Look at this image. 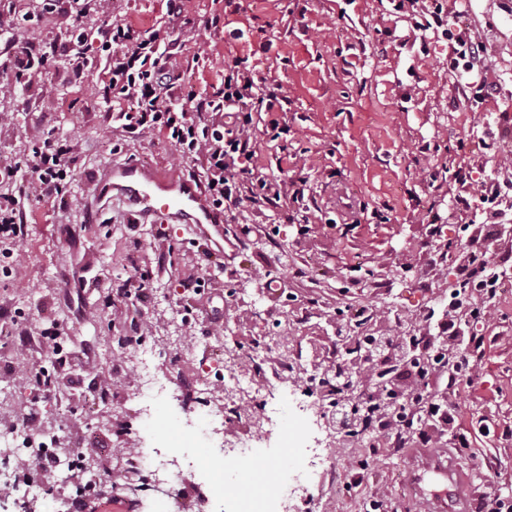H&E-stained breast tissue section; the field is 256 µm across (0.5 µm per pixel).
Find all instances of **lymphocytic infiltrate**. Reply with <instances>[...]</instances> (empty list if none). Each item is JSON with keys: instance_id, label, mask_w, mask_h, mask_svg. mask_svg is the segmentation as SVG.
Masks as SVG:
<instances>
[{"instance_id": "lymphocytic-infiltrate-1", "label": "lymphocytic infiltrate", "mask_w": 512, "mask_h": 512, "mask_svg": "<svg viewBox=\"0 0 512 512\" xmlns=\"http://www.w3.org/2000/svg\"><path fill=\"white\" fill-rule=\"evenodd\" d=\"M101 44L108 55V78L97 94L106 101L126 102V109L118 113L122 132L137 136L162 133L182 154L203 158L204 188L217 210L243 199L257 206L287 199V184L261 175L241 176L256 159L248 134L249 101L255 86L249 71L230 70L223 89L213 94L182 96L173 92L180 73L176 41L170 34L157 31L145 39L131 24L113 23L102 31ZM229 111L238 133L228 138L224 115ZM65 153L64 147L48 138L36 149L30 165L35 173L32 189L38 198L64 195L69 176ZM374 343L390 363L391 380L384 391H371L366 402L371 406L388 404L383 428L394 448L409 445V428L431 426L447 434L453 447L468 449L470 439L458 428L454 412L444 410L435 396L425 393V378L417 364L403 357L405 341L381 335Z\"/></svg>"}]
</instances>
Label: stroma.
I'll return each mask as SVG.
<instances>
[{
	"instance_id": "35a3bbf8",
	"label": "stroma",
	"mask_w": 512,
	"mask_h": 512,
	"mask_svg": "<svg viewBox=\"0 0 512 512\" xmlns=\"http://www.w3.org/2000/svg\"><path fill=\"white\" fill-rule=\"evenodd\" d=\"M452 27L482 47L479 78L489 93L474 100L467 77L448 69L441 30L420 35L431 0H186L169 21L165 0H106L82 13H43L24 24L27 0H0V29L41 44L39 77L17 80L0 63V168L29 158L44 137L67 147L73 172L64 200L24 195L26 172L0 179V195L18 197L26 238L11 276L0 275V312L21 311L30 337L0 345V410L24 401L39 425L57 422L65 441L103 440L118 459L151 450L160 436L191 459L176 493L196 512L210 485L205 460L219 451L183 435L199 384L223 392L224 356L246 369L262 399L227 433L251 430L249 470L224 466V509L257 491L270 474L305 471L312 449L327 458V481L312 487L299 512H425L443 485L422 472L421 451L386 439L334 432V405L312 394L320 373L349 363L346 340L370 331L423 336L442 345L427 316L448 315V240L495 254L505 238L475 240L470 228L482 190L512 183V0H441ZM218 27L205 28L212 17ZM171 26L180 45L183 90L217 91L230 66L250 70L260 93L279 104L254 113L249 131L266 177L297 191L287 206L243 203L224 214V261L203 264L205 244L183 224L135 223L127 204L99 200L106 167L136 163L202 175L160 135L124 137L111 103L95 95L102 66L74 76L69 45L99 58L106 24ZM466 174L459 183L458 174ZM150 271L155 299L132 306L118 288L135 269ZM205 292L184 291L188 278ZM365 309V323L353 313ZM486 318L459 322L478 344V368L459 377L450 400L472 446L456 461L477 500L512 492V303H486ZM57 325L81 350L60 365L40 333ZM143 331L161 354L156 373L170 388L152 418L123 412L140 387L115 373L131 336ZM43 367L57 382L48 399L32 394L28 375ZM367 468H359L360 460ZM40 488L29 512H71L77 484L67 467ZM123 473L102 472L100 494L85 512H148L123 489Z\"/></svg>"
}]
</instances>
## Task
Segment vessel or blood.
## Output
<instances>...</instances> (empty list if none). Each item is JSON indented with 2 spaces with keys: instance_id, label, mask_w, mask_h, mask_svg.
<instances>
[{
  "instance_id": "obj_1",
  "label": "vessel or blood",
  "mask_w": 512,
  "mask_h": 512,
  "mask_svg": "<svg viewBox=\"0 0 512 512\" xmlns=\"http://www.w3.org/2000/svg\"><path fill=\"white\" fill-rule=\"evenodd\" d=\"M99 186L100 197H118L131 204L136 221L196 227L208 242L211 256L223 259L224 216L212 207L199 179L129 163L103 170ZM424 462L448 481L447 503L429 512H471L472 487L446 449L426 454Z\"/></svg>"
}]
</instances>
